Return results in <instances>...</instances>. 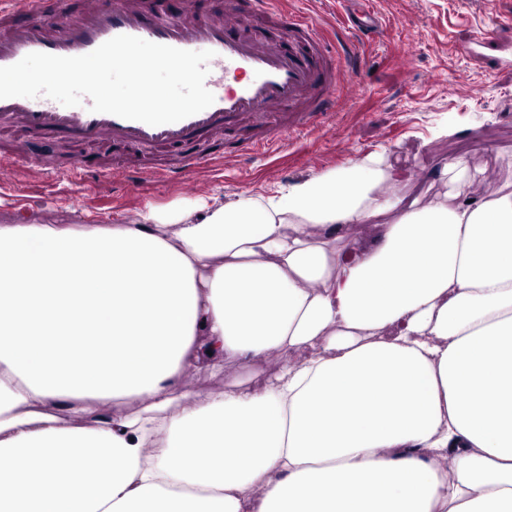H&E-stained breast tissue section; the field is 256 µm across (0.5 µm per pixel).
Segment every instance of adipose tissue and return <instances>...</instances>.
<instances>
[{"mask_svg":"<svg viewBox=\"0 0 512 512\" xmlns=\"http://www.w3.org/2000/svg\"><path fill=\"white\" fill-rule=\"evenodd\" d=\"M467 170L0 224V512H512V182Z\"/></svg>","mask_w":512,"mask_h":512,"instance_id":"ef3b65f1","label":"adipose tissue"}]
</instances>
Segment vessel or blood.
Returning a JSON list of instances; mask_svg holds the SVG:
<instances>
[{
  "label": "vessel or blood",
  "mask_w": 512,
  "mask_h": 512,
  "mask_svg": "<svg viewBox=\"0 0 512 512\" xmlns=\"http://www.w3.org/2000/svg\"><path fill=\"white\" fill-rule=\"evenodd\" d=\"M65 9L66 0H0V66L33 52L84 55L122 34L214 53L205 80L214 103L175 123L151 126L94 113L87 97L74 107L45 96L0 99V124H13L49 139L93 142L106 138L147 148L188 147V154L167 167L123 170L121 177L128 183L154 178L185 184L186 169L216 162L205 144L223 130L231 132L244 124L260 129V136L236 146L233 155L239 158L287 144L322 126L335 114L338 91L356 67L352 36L374 35L382 28L377 15L357 14L348 17L331 40L316 15L285 8L282 0H231L225 15L207 21L195 20L193 0H112L111 9L90 7L67 15L60 23L46 24V17ZM243 20L275 24L277 39L240 35ZM39 164V159L17 151L0 165V178L19 179ZM87 173L107 180L114 175L110 169H92L84 162L51 171L52 176L66 179Z\"/></svg>",
  "instance_id": "obj_1"
}]
</instances>
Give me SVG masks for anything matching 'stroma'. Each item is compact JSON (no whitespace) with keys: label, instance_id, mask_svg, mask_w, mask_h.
<instances>
[{"label":"stroma","instance_id":"obj_1","mask_svg":"<svg viewBox=\"0 0 512 512\" xmlns=\"http://www.w3.org/2000/svg\"><path fill=\"white\" fill-rule=\"evenodd\" d=\"M368 7L380 16L383 32L355 43L358 98L341 102L334 118L290 150L190 171L194 188L186 193L146 180L116 196L104 180L59 182L35 170L0 184V224L22 211L40 224H127L151 206H183L214 194H267L348 168L368 154L403 170L407 182L400 194L441 192L434 168L461 157L469 165L472 198L493 196L512 181V0H369ZM488 27L496 29V40L472 45L475 33ZM13 145L109 168L177 157L167 149L50 141L0 126V156Z\"/></svg>","mask_w":512,"mask_h":512}]
</instances>
